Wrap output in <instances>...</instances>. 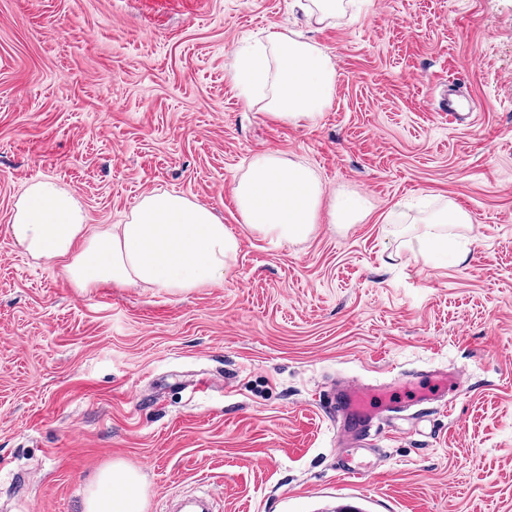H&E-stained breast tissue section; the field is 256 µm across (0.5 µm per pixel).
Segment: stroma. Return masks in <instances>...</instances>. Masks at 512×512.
Listing matches in <instances>:
<instances>
[{"mask_svg":"<svg viewBox=\"0 0 512 512\" xmlns=\"http://www.w3.org/2000/svg\"><path fill=\"white\" fill-rule=\"evenodd\" d=\"M275 31L335 64L317 122L240 93L233 54ZM269 152L368 215L249 232L234 187ZM44 178L93 224L184 194L237 256L212 287H72L8 233ZM451 204L464 263L382 231ZM435 368L459 390L384 421L363 483L338 470L332 381ZM114 462L144 512L194 491L219 512H512V0H346L321 25L295 0H0V512H83Z\"/></svg>","mask_w":512,"mask_h":512,"instance_id":"obj_1","label":"stroma"}]
</instances>
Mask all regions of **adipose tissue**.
I'll list each match as a JSON object with an SVG mask.
<instances>
[{"label":"adipose tissue","mask_w":512,"mask_h":512,"mask_svg":"<svg viewBox=\"0 0 512 512\" xmlns=\"http://www.w3.org/2000/svg\"><path fill=\"white\" fill-rule=\"evenodd\" d=\"M276 69H269V61ZM243 95L272 78L270 109L279 120H313L329 102L336 81L331 59L316 46L272 33L268 47L235 58ZM234 197L252 233L275 242L309 237L320 222L323 189L313 169L277 153L255 157ZM453 205L414 225L419 251L438 253L452 244L449 231L470 224ZM15 246L33 259L60 266L77 288L101 283L182 292L221 284L238 241L208 206L178 193L144 196L121 224L92 227L74 192L53 179L30 184L17 200L10 224ZM138 471L125 463L103 468L88 487L84 512H143Z\"/></svg>","instance_id":"1"}]
</instances>
